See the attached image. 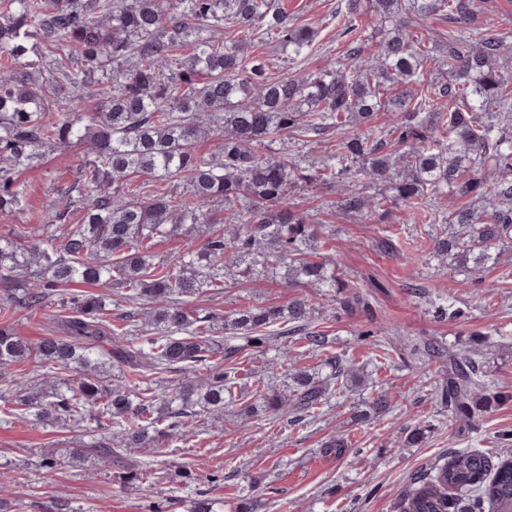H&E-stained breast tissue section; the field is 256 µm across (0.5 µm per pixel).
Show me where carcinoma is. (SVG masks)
I'll use <instances>...</instances> for the list:
<instances>
[{
	"instance_id": "cac0c4a2",
	"label": "carcinoma",
	"mask_w": 512,
	"mask_h": 512,
	"mask_svg": "<svg viewBox=\"0 0 512 512\" xmlns=\"http://www.w3.org/2000/svg\"><path fill=\"white\" fill-rule=\"evenodd\" d=\"M484 0H346L344 32L373 14L386 25L374 52L352 48V61L316 74L276 77L267 61L245 52L246 43L224 41V25L288 47L302 61L315 32L288 19L274 0H9L0 12V55L11 67L0 73V215L21 206L17 174L56 145L86 144L93 159L79 175L81 223L71 224L74 201L53 204L41 232L17 230L0 237V282L9 284L0 305L37 311L59 289L71 314L59 331L29 341L0 328V372L32 361L42 381H18L0 400L6 418L31 416L46 427L89 422L96 434L73 449L71 463L104 460L115 478L145 491L161 469L128 454L162 448L189 422L219 418L243 399L239 368L212 358H232L210 336L219 328L262 348L277 343L275 366L288 365V338L301 336L321 349L328 337L311 327L309 299L286 305H248L224 316H198L186 302L220 292L229 277L251 279L271 255L288 260V288L310 287L343 310L368 309L370 296L355 291L326 260L310 258L318 230L312 216L283 203L290 186L331 185L365 176L387 185L376 199L341 190L345 215L363 216L388 201L408 223L429 213L447 231L435 237L438 256L475 269L512 248V78L505 65L512 45L504 35L483 34L472 24ZM442 14L453 31L442 40L439 65L448 82L430 84L428 54L415 40L418 19ZM56 55L45 67L37 56ZM430 85L427 95L419 88ZM448 112L437 116L439 100ZM378 112L394 116L396 146L370 134L352 135L316 163L283 151L265 153L267 139L318 137L347 122L369 123ZM77 115L62 119L60 114ZM212 139L208 153L198 144ZM177 182L181 191L141 198L134 180ZM487 203L480 212L448 208V196ZM224 202L216 218L204 208ZM199 224H229L196 245ZM186 236L176 266L157 273L148 241ZM89 284L121 287L125 299L146 310L148 329L112 328L102 312L110 294L69 292ZM126 374L115 384L112 370ZM63 371L74 378H61ZM183 372L189 378L161 394L150 377ZM285 388L258 389L243 408L300 422L314 417L336 394L363 380L334 357L328 373L288 369ZM491 399L472 357L454 360L440 391L448 421L471 423L473 398ZM512 512V459L497 464L477 450H455L448 462L421 480L401 512ZM192 512H224V503L197 493Z\"/></svg>"
}]
</instances>
